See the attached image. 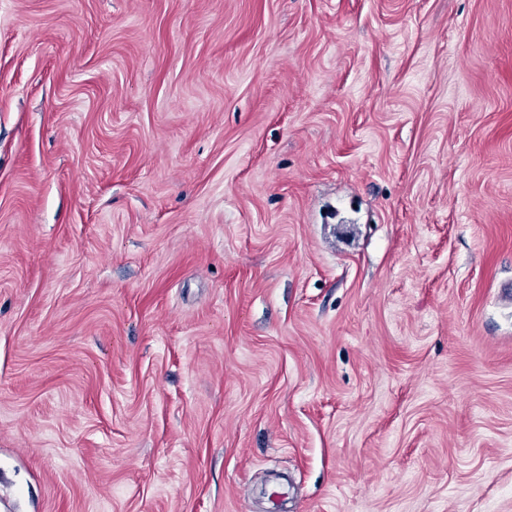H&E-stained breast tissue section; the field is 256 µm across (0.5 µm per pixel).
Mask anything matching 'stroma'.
Returning a JSON list of instances; mask_svg holds the SVG:
<instances>
[{"label": "stroma", "instance_id": "35a3bbf8", "mask_svg": "<svg viewBox=\"0 0 512 512\" xmlns=\"http://www.w3.org/2000/svg\"><path fill=\"white\" fill-rule=\"evenodd\" d=\"M512 0H0V512H512Z\"/></svg>", "mask_w": 512, "mask_h": 512}]
</instances>
